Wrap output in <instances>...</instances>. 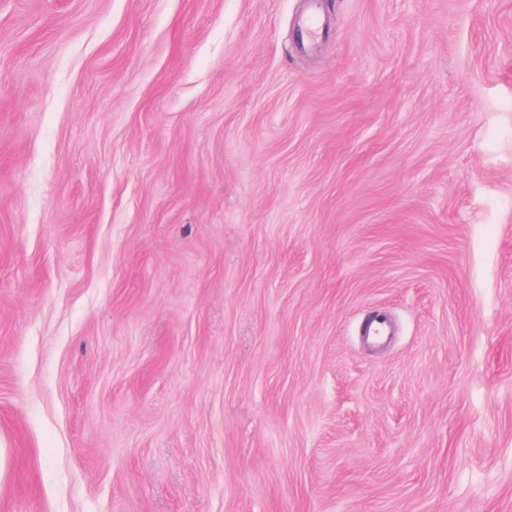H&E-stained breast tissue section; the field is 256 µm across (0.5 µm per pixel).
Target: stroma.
I'll list each match as a JSON object with an SVG mask.
<instances>
[{"label":"stroma","instance_id":"35a3bbf8","mask_svg":"<svg viewBox=\"0 0 512 512\" xmlns=\"http://www.w3.org/2000/svg\"><path fill=\"white\" fill-rule=\"evenodd\" d=\"M305 8L0 0V512H512V0Z\"/></svg>","mask_w":512,"mask_h":512}]
</instances>
